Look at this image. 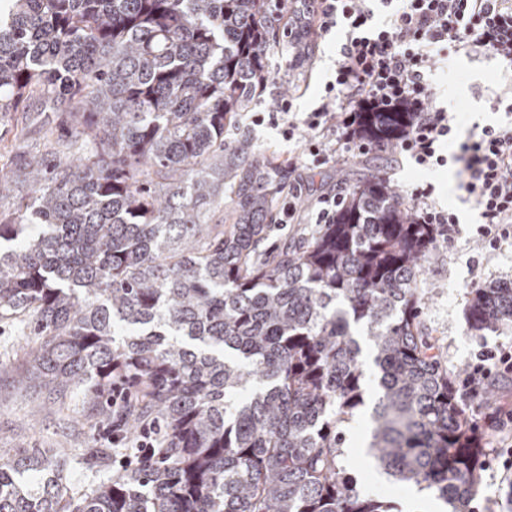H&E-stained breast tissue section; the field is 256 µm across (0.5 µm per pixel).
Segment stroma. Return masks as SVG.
Here are the masks:
<instances>
[{
	"instance_id": "obj_1",
	"label": "stroma",
	"mask_w": 512,
	"mask_h": 512,
	"mask_svg": "<svg viewBox=\"0 0 512 512\" xmlns=\"http://www.w3.org/2000/svg\"><path fill=\"white\" fill-rule=\"evenodd\" d=\"M344 37L336 30L331 40L320 43L313 56V79L300 99L301 111L314 108L321 91V82L329 76L336 57V45ZM429 81L435 89V102L457 115L459 133H466L475 123L484 125L503 119L495 99L512 77L505 75L499 63L483 54H453L439 64ZM389 175L396 191H404L415 182L426 179L436 187L437 206L459 215L460 222L449 243H438L426 266L422 286L428 295L422 316L424 330L435 342L443 365L453 383H461L474 355L481 347L512 346V329L485 331L474 335L468 331L467 306L473 288L499 281L512 280V246L492 253L482 252L473 237L480 217L464 191L458 188L455 166L437 171H420L397 150H370L365 154H340L334 163L312 171L293 172L292 182L302 189L300 208H308L322 192L335 188L337 173H345L348 185L356 182L367 170ZM36 345L26 318L0 322V458L7 459L35 448L61 452L67 461L66 476L73 495L89 492L108 473L117 472V464L108 471L94 468L90 459L95 449L107 447L103 429L105 420L89 419L81 393L71 395L66 409L48 404L46 391L23 383L30 365V353ZM473 426L486 425L488 414L512 412V376L490 379L478 397H461ZM358 426L347 436L350 468L364 494L374 498L406 502L413 487L394 482L381 474L367 459L359 444L369 437L371 417L358 415ZM475 512H512V483L501 480L495 459H487L480 475V495Z\"/></svg>"
}]
</instances>
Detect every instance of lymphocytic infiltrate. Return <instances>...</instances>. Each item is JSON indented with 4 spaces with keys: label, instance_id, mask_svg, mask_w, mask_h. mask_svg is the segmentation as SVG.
Here are the masks:
<instances>
[{
    "label": "lymphocytic infiltrate",
    "instance_id": "1",
    "mask_svg": "<svg viewBox=\"0 0 512 512\" xmlns=\"http://www.w3.org/2000/svg\"><path fill=\"white\" fill-rule=\"evenodd\" d=\"M292 22L315 29L320 39L343 28L345 40L337 51L334 76L327 81L318 106L298 111L296 96L280 99L275 111L257 112L254 125L279 130L284 140L305 134L301 155L289 156L288 167H319L337 152L365 153L370 146L358 135L363 113L409 106L414 120L399 143L401 154L433 170L457 167L459 189L465 191L481 221L477 242L500 249L512 242V120L473 126L464 140L454 137L455 119L434 102L427 76L448 53H483L512 71V0H295ZM383 23H375L376 13ZM453 145L445 155L444 145ZM434 187L414 185L409 196L419 223L436 225L451 239L459 222L455 213L438 207ZM512 373V350H480L463 380L464 389L478 394L496 374ZM128 395L112 389V445L123 449L121 466L155 455L163 435L155 421L142 424L136 441L125 433Z\"/></svg>",
    "mask_w": 512,
    "mask_h": 512
}]
</instances>
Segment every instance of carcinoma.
Listing matches in <instances>:
<instances>
[{
  "mask_svg": "<svg viewBox=\"0 0 512 512\" xmlns=\"http://www.w3.org/2000/svg\"><path fill=\"white\" fill-rule=\"evenodd\" d=\"M0 127L35 113L57 161L0 174V320L37 337L26 379L60 401L132 388L159 455L70 495L61 454L0 461V512H391L349 472L368 382L369 454L450 512H473L484 448L422 330L435 229L383 175L332 224L264 246L288 169L233 132L272 74L287 0H10ZM412 113L366 112L391 149ZM469 330L512 327V281L472 289Z\"/></svg>",
  "mask_w": 512,
  "mask_h": 512,
  "instance_id": "carcinoma-1",
  "label": "carcinoma"
}]
</instances>
